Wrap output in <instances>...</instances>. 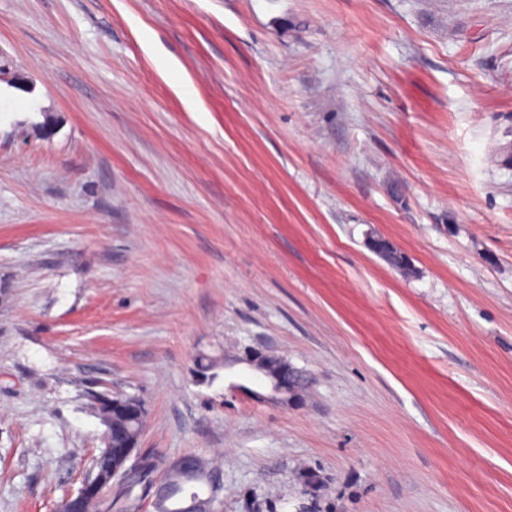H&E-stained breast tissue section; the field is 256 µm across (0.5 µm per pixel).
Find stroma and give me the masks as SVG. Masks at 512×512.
<instances>
[{
	"label": "stroma",
	"instance_id": "stroma-1",
	"mask_svg": "<svg viewBox=\"0 0 512 512\" xmlns=\"http://www.w3.org/2000/svg\"><path fill=\"white\" fill-rule=\"evenodd\" d=\"M91 389L217 512H512V0H0V512ZM242 362L270 382L271 391L276 399L288 403L294 378L288 369L287 361L278 356L254 351L246 355Z\"/></svg>",
	"mask_w": 512,
	"mask_h": 512
}]
</instances>
